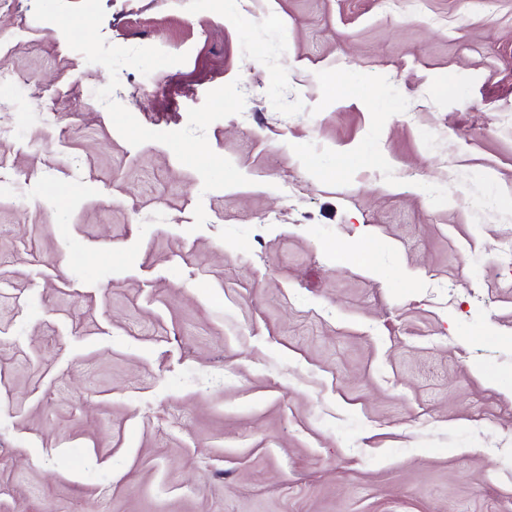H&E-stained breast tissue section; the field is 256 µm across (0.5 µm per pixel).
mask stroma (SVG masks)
Returning a JSON list of instances; mask_svg holds the SVG:
<instances>
[{
    "mask_svg": "<svg viewBox=\"0 0 512 512\" xmlns=\"http://www.w3.org/2000/svg\"><path fill=\"white\" fill-rule=\"evenodd\" d=\"M101 3L249 183L0 5V512H512V0Z\"/></svg>",
    "mask_w": 512,
    "mask_h": 512,
    "instance_id": "35a3bbf8",
    "label": "stroma"
}]
</instances>
